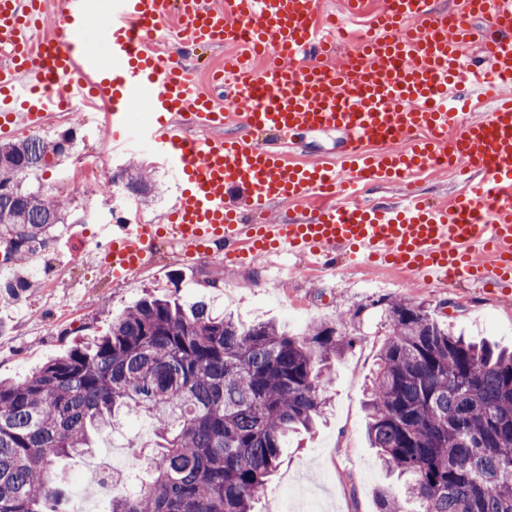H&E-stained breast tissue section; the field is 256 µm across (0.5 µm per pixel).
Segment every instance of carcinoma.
Instances as JSON below:
<instances>
[{
    "mask_svg": "<svg viewBox=\"0 0 512 512\" xmlns=\"http://www.w3.org/2000/svg\"><path fill=\"white\" fill-rule=\"evenodd\" d=\"M29 136L0 144V240L8 261L37 253L72 201L22 188L59 155ZM149 201L151 174L129 164L112 184ZM367 392V431L403 495L377 512H512V352L465 340L410 299L387 304ZM356 337L324 323L288 334L245 326L204 300L146 297L107 331L31 375L0 381V512H49L59 464L117 418L150 419L149 479L110 512H253L288 434L323 414L333 361Z\"/></svg>",
    "mask_w": 512,
    "mask_h": 512,
    "instance_id": "1",
    "label": "carcinoma"
}]
</instances>
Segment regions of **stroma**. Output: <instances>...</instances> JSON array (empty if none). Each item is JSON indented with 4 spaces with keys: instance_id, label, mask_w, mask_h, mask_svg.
Listing matches in <instances>:
<instances>
[{
    "instance_id": "obj_1",
    "label": "stroma",
    "mask_w": 512,
    "mask_h": 512,
    "mask_svg": "<svg viewBox=\"0 0 512 512\" xmlns=\"http://www.w3.org/2000/svg\"><path fill=\"white\" fill-rule=\"evenodd\" d=\"M72 135L65 153L30 175L23 186L47 197L72 201V220L56 225L31 267L0 268V282L17 277L29 286L14 300L0 302V379L19 380L77 340L103 331L144 291L178 296L192 303L203 299L217 312L243 323L274 320L292 333L314 322L345 327L357 337L354 348L338 359L326 388L323 421L310 432L291 435L282 462L254 512H280L281 493L295 485L315 490L319 512H376L374 492L387 479L366 435L365 389L386 339L382 302L410 296L442 324L475 340L512 347V291L484 290L464 282L454 288H412L396 269L339 260L334 275L321 279L288 257H256L228 263L223 256H202L186 264L168 240H161L151 266L116 281L101 255L84 243H101L114 217H160L180 195L177 171L154 149L137 148L129 138L113 140L103 110L82 108L54 114L43 136L49 141ZM153 170L155 195L148 204L120 209L101 190L127 163ZM98 166L96 185L80 187L66 176L80 166ZM461 180L439 170L412 179V188L431 202L448 204L460 192ZM154 440L149 421L129 414L112 435L100 439L92 459L111 460L113 473L126 470L132 454Z\"/></svg>"
}]
</instances>
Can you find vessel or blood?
<instances>
[{"label":"vessel or blood","instance_id":"vessel-or-blood-1","mask_svg":"<svg viewBox=\"0 0 512 512\" xmlns=\"http://www.w3.org/2000/svg\"><path fill=\"white\" fill-rule=\"evenodd\" d=\"M43 3L0 0V119L37 127L62 98L91 92L109 104L118 139L126 112L143 104L152 118L142 137L186 184L167 216L184 259L285 252L329 269L344 255L430 285L512 288V0H455L446 12L432 0H383L356 44L321 0H110L98 20L90 0H58L68 43L38 37ZM170 19L179 52L241 46L217 77L226 104L265 142L216 135L223 113L153 45ZM96 27L106 36L103 70L74 46ZM477 87L491 103L482 117L470 111ZM329 130L347 135L336 163L287 160L284 140ZM448 167L465 177L453 205L429 207L411 193L398 205L359 199L367 184ZM308 199L321 202L310 214L269 217L279 201ZM161 231L116 221L105 247L113 277L144 263Z\"/></svg>","mask_w":512,"mask_h":512}]
</instances>
